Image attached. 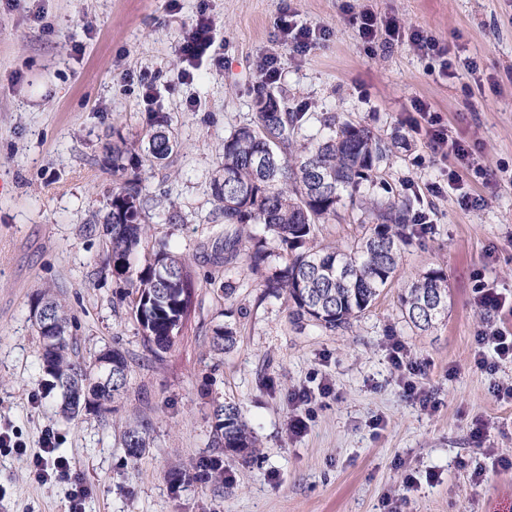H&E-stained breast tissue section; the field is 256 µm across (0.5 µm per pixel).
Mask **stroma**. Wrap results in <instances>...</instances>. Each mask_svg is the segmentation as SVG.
Masks as SVG:
<instances>
[{"label":"stroma","instance_id":"35a3bbf8","mask_svg":"<svg viewBox=\"0 0 512 512\" xmlns=\"http://www.w3.org/2000/svg\"><path fill=\"white\" fill-rule=\"evenodd\" d=\"M364 10L422 30L446 57L407 41L364 43L352 22ZM201 13L224 65L203 62L185 84L178 48ZM290 14L327 26V40L293 54L278 31ZM268 56L281 76L266 85ZM469 57L477 71L467 69ZM126 72L147 76L154 98L144 100L137 81L124 83ZM263 90L303 113L306 133L333 114L384 139L402 137L361 190L376 199L397 193L434 226L403 246L395 284L347 330L298 324L287 297L264 300L257 288L224 295L225 226L210 181L225 136L249 119ZM417 101L470 143L490 182L433 158L412 128ZM153 112L170 117L178 146L141 169L144 196L166 201L152 212V233L196 276L190 315L159 354L117 302L124 283L100 270L112 196L105 147L116 129L136 140ZM452 169L471 205L428 192ZM362 219L339 206L318 239L347 245ZM431 268L448 276V314L422 333L404 321L398 294ZM481 283L512 293V0H0V419L27 446L23 455L0 449V512H67L69 485L39 483L29 469L47 429L91 490L85 512H388L392 501L401 512H512V466L483 455L492 448L512 459V402L491 388L495 379L512 382V362L493 377L473 366ZM46 288L78 321L79 357L125 351L129 384L112 412L69 420L57 411L59 391L45 390L32 308ZM229 309L237 342L218 355L213 330ZM393 337L423 365L417 382L439 400L436 411L404 396L388 359ZM324 378L327 397L318 392ZM302 387L310 406L290 398ZM224 402L250 423L255 454H225L214 417ZM304 412L306 431L292 434L289 420ZM128 420L149 432L137 459L124 447ZM480 422L487 433L479 441L472 431ZM212 459L223 463L221 480L198 479ZM463 460L485 465L482 483L473 484Z\"/></svg>","mask_w":512,"mask_h":512}]
</instances>
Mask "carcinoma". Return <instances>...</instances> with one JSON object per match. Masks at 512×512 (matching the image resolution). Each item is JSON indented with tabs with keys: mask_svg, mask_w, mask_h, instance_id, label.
I'll use <instances>...</instances> for the list:
<instances>
[{
	"mask_svg": "<svg viewBox=\"0 0 512 512\" xmlns=\"http://www.w3.org/2000/svg\"><path fill=\"white\" fill-rule=\"evenodd\" d=\"M303 117L282 111L274 95H261L250 120L224 138V181L212 179L211 189L224 224L235 227L224 234V270L239 269V256L247 251L240 287L260 288L264 299L285 294L296 320L335 331L349 327L391 287L402 246L420 238L421 230L406 200L361 195L363 183L387 158L388 141L366 124L330 116L301 143ZM176 147L170 118L155 112L140 147L121 137L106 148L113 186L104 218L103 269L125 284L120 302L157 351L170 348L180 334L195 279L184 257L153 238L140 172L129 166L162 162ZM344 202L367 215L365 231L345 248L316 243L317 226L335 219ZM273 256L285 259L284 265H272ZM398 300L405 321L427 331L448 313V276L441 268L429 269L403 288ZM37 301L51 304L61 328L53 345L40 337V368L48 385L61 390L59 412L73 419L84 410L111 411L128 383L125 353L110 348L112 388H106L94 360L72 354L74 318L54 299L40 295ZM235 335L230 323L215 329L214 348L233 349ZM215 419L224 451L256 447L236 404L217 407Z\"/></svg>",
	"mask_w": 512,
	"mask_h": 512,
	"instance_id": "carcinoma-1",
	"label": "carcinoma"
}]
</instances>
